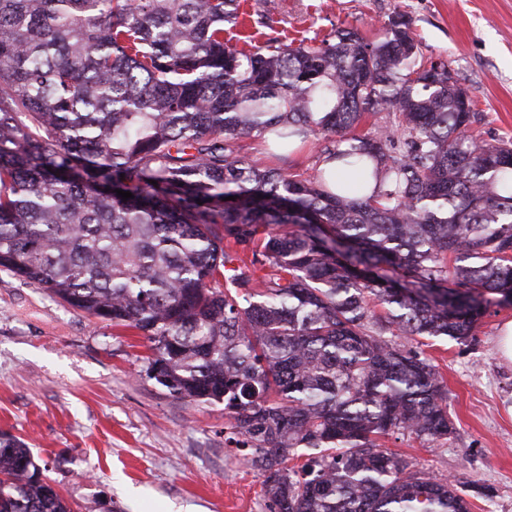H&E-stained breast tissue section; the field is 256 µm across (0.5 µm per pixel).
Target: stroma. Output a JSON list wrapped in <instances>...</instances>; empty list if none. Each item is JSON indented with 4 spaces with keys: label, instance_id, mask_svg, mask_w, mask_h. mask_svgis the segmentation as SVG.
Returning <instances> with one entry per match:
<instances>
[{
    "label": "stroma",
    "instance_id": "obj_1",
    "mask_svg": "<svg viewBox=\"0 0 512 512\" xmlns=\"http://www.w3.org/2000/svg\"><path fill=\"white\" fill-rule=\"evenodd\" d=\"M265 25H257V15ZM406 15L424 58L443 59L488 142L512 139V0H244L224 37L298 41L338 28L366 37ZM258 168L315 173L319 152L244 149ZM512 305H491L472 342L410 345L448 390L453 435L396 434L384 448L416 469L468 482L471 512H512V362L498 336ZM149 342L0 270V432L23 439L72 512H270L263 472L236 447L224 406L170 396L147 373Z\"/></svg>",
    "mask_w": 512,
    "mask_h": 512
}]
</instances>
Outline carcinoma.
Segmentation results:
<instances>
[{
    "instance_id": "1",
    "label": "carcinoma",
    "mask_w": 512,
    "mask_h": 512,
    "mask_svg": "<svg viewBox=\"0 0 512 512\" xmlns=\"http://www.w3.org/2000/svg\"><path fill=\"white\" fill-rule=\"evenodd\" d=\"M239 10L0 0V270L143 332L173 397L224 403L275 512H470L381 449L455 432L435 367L384 333L467 342L512 304V143L469 132L403 15L246 49ZM268 134L337 168L259 169L239 151ZM41 474L0 433V512H71Z\"/></svg>"
}]
</instances>
